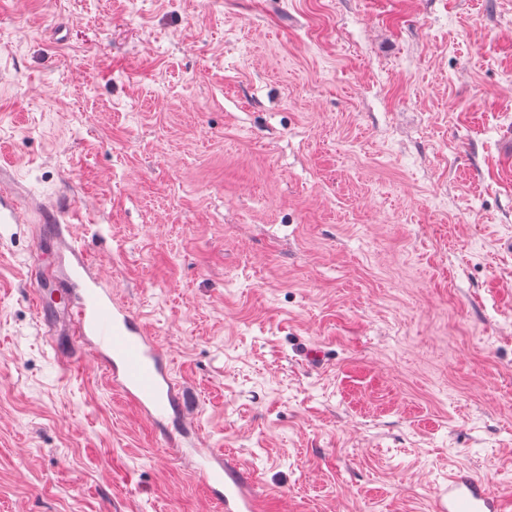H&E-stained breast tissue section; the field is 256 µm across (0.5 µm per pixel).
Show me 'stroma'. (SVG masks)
<instances>
[{"mask_svg": "<svg viewBox=\"0 0 512 512\" xmlns=\"http://www.w3.org/2000/svg\"><path fill=\"white\" fill-rule=\"evenodd\" d=\"M512 0H0V168L166 350L267 512L512 498ZM0 223V512H220L29 303ZM35 210L41 217V224H50L52 234L64 241L68 245V241L65 238V234L72 236V225L74 224L71 219H67L63 214L65 209L58 207L54 204H41L36 206ZM62 222L66 224H61ZM72 238V237H71ZM511 503L493 495L484 482L471 473L453 471L448 484L438 488L436 512H508Z\"/></svg>", "mask_w": 512, "mask_h": 512, "instance_id": "stroma-1", "label": "stroma"}]
</instances>
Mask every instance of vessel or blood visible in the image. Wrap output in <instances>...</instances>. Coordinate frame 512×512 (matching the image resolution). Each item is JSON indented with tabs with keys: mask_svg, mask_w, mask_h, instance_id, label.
Wrapping results in <instances>:
<instances>
[{
	"mask_svg": "<svg viewBox=\"0 0 512 512\" xmlns=\"http://www.w3.org/2000/svg\"><path fill=\"white\" fill-rule=\"evenodd\" d=\"M42 223L56 238L70 233L64 210L38 205ZM25 210L0 190V223H16ZM73 295L63 312L66 333L77 352H59L64 365H75L88 354L103 366L113 390L133 406L165 438L171 453L200 475L223 512H264V500L239 463L223 452L204 447L189 395L173 376L171 362L156 336L128 306L117 301L91 271L84 252H77L62 279ZM435 512H512V503L493 495L471 473L451 472L437 491Z\"/></svg>",
	"mask_w": 512,
	"mask_h": 512,
	"instance_id": "1",
	"label": "vessel or blood"
}]
</instances>
